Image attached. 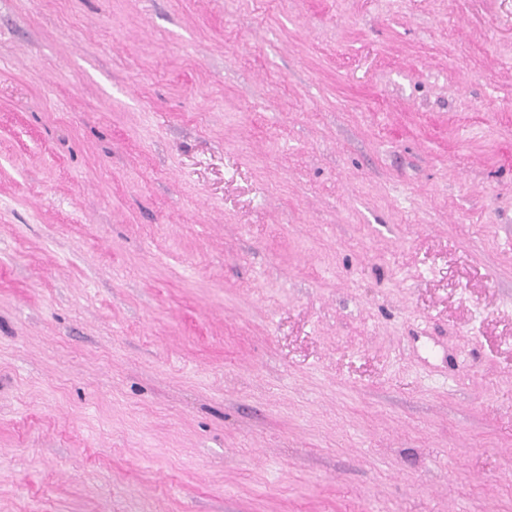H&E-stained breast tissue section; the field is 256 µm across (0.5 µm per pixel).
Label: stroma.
I'll return each instance as SVG.
<instances>
[{
    "label": "stroma",
    "mask_w": 512,
    "mask_h": 512,
    "mask_svg": "<svg viewBox=\"0 0 512 512\" xmlns=\"http://www.w3.org/2000/svg\"><path fill=\"white\" fill-rule=\"evenodd\" d=\"M0 512H512V0H0Z\"/></svg>",
    "instance_id": "stroma-1"
}]
</instances>
